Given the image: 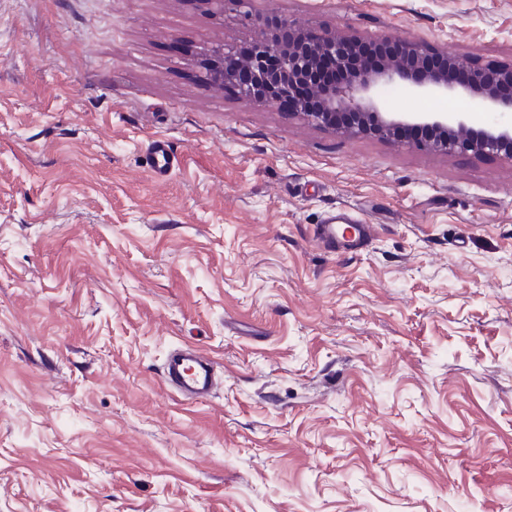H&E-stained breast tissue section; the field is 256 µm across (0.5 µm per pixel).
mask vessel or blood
I'll return each mask as SVG.
<instances>
[{"label":"vessel or blood","instance_id":"1","mask_svg":"<svg viewBox=\"0 0 512 512\" xmlns=\"http://www.w3.org/2000/svg\"><path fill=\"white\" fill-rule=\"evenodd\" d=\"M147 164L155 178H164L173 165V151L169 143L161 138L149 142ZM371 225L360 219L337 212L325 223L317 225L315 236L331 252H356L363 249L372 237ZM217 382L213 359L192 346L172 354L165 365L163 383L183 400L193 401L207 397Z\"/></svg>","mask_w":512,"mask_h":512}]
</instances>
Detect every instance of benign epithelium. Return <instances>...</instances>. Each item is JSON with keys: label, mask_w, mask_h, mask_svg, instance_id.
<instances>
[{"label": "benign epithelium", "mask_w": 512, "mask_h": 512, "mask_svg": "<svg viewBox=\"0 0 512 512\" xmlns=\"http://www.w3.org/2000/svg\"><path fill=\"white\" fill-rule=\"evenodd\" d=\"M393 44L399 55L378 68L365 69L358 49ZM248 57L239 60L218 50L208 62L211 84L222 87L239 67L251 69V76L269 88L285 84L310 83V91L320 101L319 111L298 109L297 113L316 125H330L338 114H348L360 122L349 128L361 132L373 125L372 133L391 139L401 128L423 130L430 135L411 137L407 142L419 147L453 153L490 152L512 160V124H493L475 129L468 125L464 113L453 117L446 113L384 112L377 100L378 88L399 84L412 97H435L458 94L467 97L473 112H512V93L504 96L497 87L512 83V63L499 67L475 68L458 55L435 52L424 42L402 38L338 37L323 30L309 33L286 16L274 15L267 21V33L250 46ZM321 57L334 59L340 75L324 83L316 82L314 65ZM278 58L281 67L269 71L266 62ZM469 67V77L458 83L451 70L458 65Z\"/></svg>", "instance_id": "obj_1"}]
</instances>
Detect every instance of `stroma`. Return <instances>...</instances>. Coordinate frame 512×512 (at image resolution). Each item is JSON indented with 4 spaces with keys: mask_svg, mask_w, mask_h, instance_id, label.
<instances>
[{
    "mask_svg": "<svg viewBox=\"0 0 512 512\" xmlns=\"http://www.w3.org/2000/svg\"><path fill=\"white\" fill-rule=\"evenodd\" d=\"M272 13L512 61V0H0V512H512V160L215 88ZM147 164L156 179L164 178L173 165V151L163 138L151 140L146 149ZM372 227L362 224L356 216L337 212L332 213L324 224H317L315 237L330 252H357L371 239ZM216 382L213 359L189 345L168 358L163 372L164 385L186 401L209 396Z\"/></svg>",
    "mask_w": 512,
    "mask_h": 512,
    "instance_id": "1",
    "label": "stroma"
}]
</instances>
